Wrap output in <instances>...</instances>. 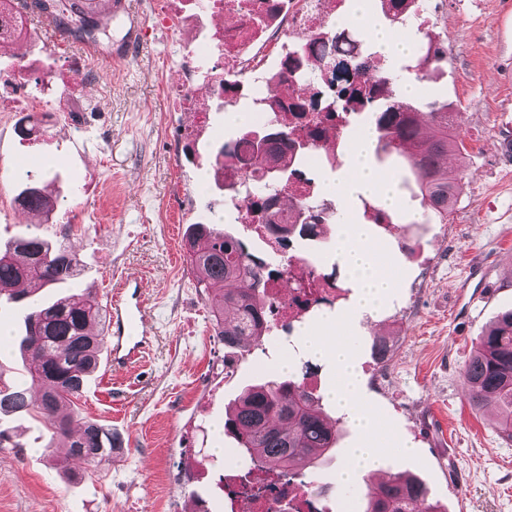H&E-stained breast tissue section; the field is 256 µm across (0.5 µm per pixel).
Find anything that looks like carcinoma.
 I'll list each match as a JSON object with an SVG mask.
<instances>
[{"label":"carcinoma","instance_id":"cac0c4a2","mask_svg":"<svg viewBox=\"0 0 512 512\" xmlns=\"http://www.w3.org/2000/svg\"><path fill=\"white\" fill-rule=\"evenodd\" d=\"M30 15L46 22L76 42L111 41L112 13L98 8V0H31ZM446 53L427 41L418 68L401 76L379 57L378 70L358 86L336 87L337 73L346 64L320 59L316 70L326 78L332 92L328 107L341 112H364L376 133L375 154L379 161L392 160L404 176L399 189L409 187L414 177L420 196L431 215L448 221L460 192V171L449 160L465 151L457 134L459 113L436 100L425 103L402 100L403 81L426 78L423 67L439 63ZM286 108L271 101L265 112V128L246 126L241 135H261L264 144L259 165L262 185L273 191L288 190L294 179L308 170L291 167L274 153L265 136L269 130L285 136L281 113ZM411 176H405V173ZM238 207L245 219L256 213L257 226L267 229L285 249L292 239H307L323 245L326 208L312 199L302 203L299 224H275L259 201L246 194ZM25 210H43L50 205L43 188L33 185L20 197ZM183 250L192 271L205 288L214 317L215 334L226 347L259 344L271 332L265 315L276 301L263 287L261 258L233 235L207 224H192L184 234ZM79 275L76 257L60 244L38 234L22 236L0 248V298L26 301L24 332L20 348L26 360L24 373L0 388V415L35 411L51 423L48 447L66 449V458L55 460L65 469L68 459H80L99 470L122 447L112 430L99 422L83 421L73 432L75 399L79 398L100 363L105 346L104 332L92 330L102 320L103 306L91 294L64 293L43 301L22 288L35 283L41 288H61ZM468 400L474 407L493 404L500 410V431L512 438V311L502 314L476 338L472 355L462 372ZM322 397L310 392L304 380L290 375L246 388L238 399L224 430L233 434L238 451L252 464L281 468L290 481L305 476L321 457L336 448L337 429L327 425ZM363 512H440L428 498L424 480L401 473L367 487Z\"/></svg>","mask_w":512,"mask_h":512}]
</instances>
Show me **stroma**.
Masks as SVG:
<instances>
[{
  "label": "stroma",
  "mask_w": 512,
  "mask_h": 512,
  "mask_svg": "<svg viewBox=\"0 0 512 512\" xmlns=\"http://www.w3.org/2000/svg\"><path fill=\"white\" fill-rule=\"evenodd\" d=\"M112 18V39L95 47L53 37L30 22L15 50L0 51V73L21 59L64 73L79 57L81 80H68L58 111L24 112L0 102V246L36 233L76 256L75 291L90 290L125 272L142 278L154 308L153 349L121 378L104 372L88 380L80 414L109 425L125 452L100 471L68 481L46 457L49 425L39 414L0 419V512H224L219 478L237 454L224 431L225 412L241 389L280 376L277 362L311 363L308 385L326 394L336 381L327 360L311 357L301 337L278 335L247 349H225L216 337L197 276L181 248L188 225L214 224L260 257L269 248L254 225L204 188L199 174L209 146L235 139L238 127L211 114L196 130L187 112H172L165 83L182 77L180 33L166 29L155 0H126ZM434 13L433 36L448 53L423 81L421 99L448 100L463 116L466 150L457 162L461 192L447 223H424L418 199L401 193L398 221L371 225L398 283L377 318L356 317V288L336 256L335 225L325 251L294 240L293 254L318 257V274L335 273L330 313L344 323L362 379V400L376 423L386 472L425 479L440 512H512V439L498 429L495 406L474 408L461 382L475 338L512 310V0H423ZM141 22L138 47L116 54L130 14ZM38 133L18 134V125ZM41 184L57 201L40 219L24 218L17 203L27 184ZM389 344L386 359L373 337ZM236 371L226 376L225 358ZM339 422L331 462L306 481L324 486L333 512L363 505L365 483L346 486L338 468L359 440L334 404Z\"/></svg>",
  "instance_id": "1"
}]
</instances>
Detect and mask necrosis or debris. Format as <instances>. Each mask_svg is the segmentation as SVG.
Masks as SVG:
<instances>
[{
    "mask_svg": "<svg viewBox=\"0 0 512 512\" xmlns=\"http://www.w3.org/2000/svg\"><path fill=\"white\" fill-rule=\"evenodd\" d=\"M201 11L197 0H166L167 25L192 33L195 45L183 56V77L168 84L165 94L173 111L189 112L197 127L210 123L211 100L261 104L268 85L280 80L281 67L299 46L335 39L336 58L349 62L352 72L371 73L377 58L362 39L351 33L334 34L331 19L341 13L345 0H207ZM224 17L221 26H211L207 17ZM288 137L275 144L277 153L288 151L289 140L326 139L341 133L342 113L285 112ZM256 167V156L246 141L235 144L233 157L214 169L212 176L222 185L224 204H240L246 174ZM286 278L266 281L271 296L283 293L285 281L296 284L281 308L289 318L311 312L328 290L321 278L310 275L307 265L286 259ZM225 497L232 505L249 502L252 512H325L319 497L306 489L279 479L276 472L254 468L250 476L228 471L224 474Z\"/></svg>",
    "mask_w": 512,
    "mask_h": 512,
    "instance_id": "1",
    "label": "necrosis or debris"
}]
</instances>
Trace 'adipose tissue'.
Segmentation results:
<instances>
[{"instance_id":"1","label":"adipose tissue","mask_w":512,"mask_h":512,"mask_svg":"<svg viewBox=\"0 0 512 512\" xmlns=\"http://www.w3.org/2000/svg\"><path fill=\"white\" fill-rule=\"evenodd\" d=\"M355 3L348 18H337V25L349 23L362 30L385 54L395 56L406 51V43L373 15L367 0H355ZM372 141L370 129L359 131L349 143L344 170L329 181V192L336 195L343 206H350L361 195L376 197L388 208L396 205L391 177L371 165ZM337 252L348 275L360 286L357 313L373 314L395 286V279L379 246L370 239L362 225L346 223L337 233ZM341 327L340 320H332L331 333H310L306 341L313 355L328 358L335 364L337 381L332 397L367 436L341 469L342 480L348 481L354 479L359 470L371 476L378 475L381 465L380 450L373 437V421L357 400L359 382L354 373L351 346L346 339L336 335Z\"/></svg>"}]
</instances>
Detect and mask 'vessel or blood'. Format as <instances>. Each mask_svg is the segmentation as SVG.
<instances>
[{"instance_id":"vessel-or-blood-1","label":"vessel or blood","mask_w":512,"mask_h":512,"mask_svg":"<svg viewBox=\"0 0 512 512\" xmlns=\"http://www.w3.org/2000/svg\"><path fill=\"white\" fill-rule=\"evenodd\" d=\"M109 320L107 323L106 369L135 364L145 359L150 349V309L137 279L116 278L113 287L105 288Z\"/></svg>"}]
</instances>
